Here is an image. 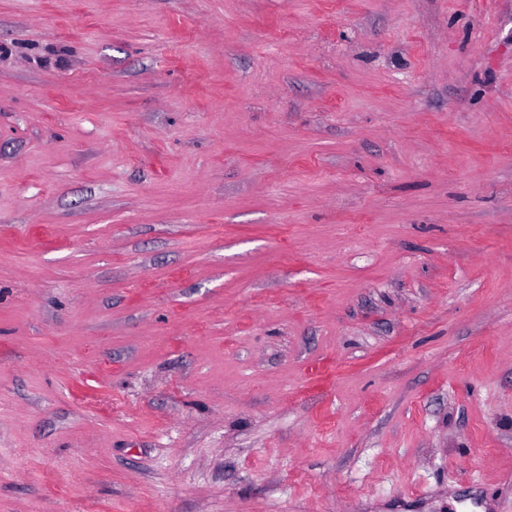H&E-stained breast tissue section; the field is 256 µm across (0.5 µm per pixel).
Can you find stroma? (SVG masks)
<instances>
[{"label":"stroma","mask_w":512,"mask_h":512,"mask_svg":"<svg viewBox=\"0 0 512 512\" xmlns=\"http://www.w3.org/2000/svg\"><path fill=\"white\" fill-rule=\"evenodd\" d=\"M0 512H512V0H0Z\"/></svg>","instance_id":"35a3bbf8"}]
</instances>
